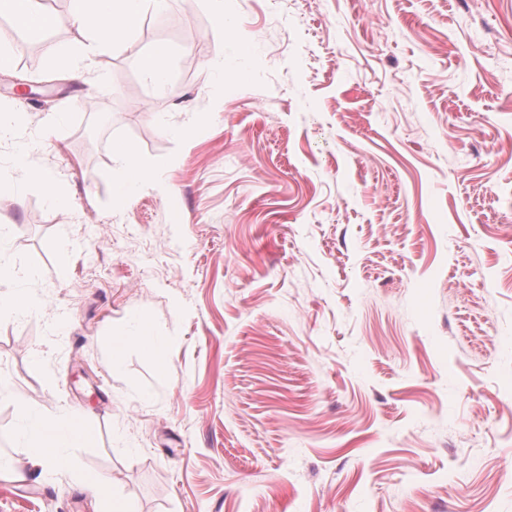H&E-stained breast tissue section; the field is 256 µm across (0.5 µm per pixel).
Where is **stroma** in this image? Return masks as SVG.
Instances as JSON below:
<instances>
[{"instance_id": "1", "label": "stroma", "mask_w": 512, "mask_h": 512, "mask_svg": "<svg viewBox=\"0 0 512 512\" xmlns=\"http://www.w3.org/2000/svg\"><path fill=\"white\" fill-rule=\"evenodd\" d=\"M53 12L36 55L0 27V102L70 201L0 148L29 272L0 290L43 297L0 314V455L28 454L22 395L84 409L77 467L138 512H512V0H226L220 43L205 0H168L90 88L53 62L80 38ZM121 145L171 162L123 199ZM135 311L166 365L131 346L116 375ZM0 512L94 505L0 475ZM174 53L175 49L171 45L165 42L155 43L151 51L141 57V70L155 83H162L167 76V61ZM130 343L136 345L141 352L148 356L156 357L161 353V340L159 336L155 333L151 323L143 321L135 336L113 337L111 347V368L113 373L117 374L121 371V353Z\"/></svg>"}]
</instances>
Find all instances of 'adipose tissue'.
Listing matches in <instances>:
<instances>
[{
    "mask_svg": "<svg viewBox=\"0 0 512 512\" xmlns=\"http://www.w3.org/2000/svg\"><path fill=\"white\" fill-rule=\"evenodd\" d=\"M165 3L166 0H71L70 18L83 38L60 53L59 62L76 77L87 78L95 56L103 53L115 40L133 37L142 15L150 10L162 11ZM0 16L11 18L36 41L54 24L53 16L41 0H0ZM113 159L119 168L113 193L119 197L129 189L152 184L169 166L168 160L139 155L125 146L116 149ZM15 404L25 422L23 438L30 454L22 463L0 456V473L14 472L22 466L33 473H72L81 491L98 504L99 512H136L130 501L120 499L112 492L101 493L102 476L90 472L74 473L68 451L86 446L91 438L84 415L67 410L50 418L21 396L16 397Z\"/></svg>",
    "mask_w": 512,
    "mask_h": 512,
    "instance_id": "1",
    "label": "adipose tissue"
}]
</instances>
